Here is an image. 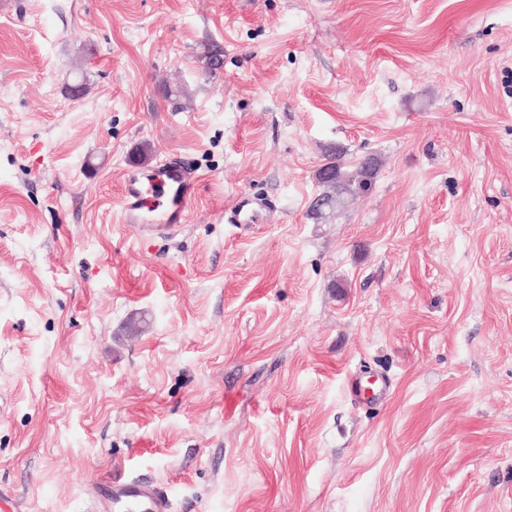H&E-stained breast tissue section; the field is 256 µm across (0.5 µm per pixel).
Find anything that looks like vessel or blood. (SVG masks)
I'll return each mask as SVG.
<instances>
[{
  "label": "vessel or blood",
  "mask_w": 512,
  "mask_h": 512,
  "mask_svg": "<svg viewBox=\"0 0 512 512\" xmlns=\"http://www.w3.org/2000/svg\"><path fill=\"white\" fill-rule=\"evenodd\" d=\"M195 176L171 161L126 181L119 199L120 228L129 237L169 235L182 228L193 197ZM119 512H168L167 498L139 481H112L105 487Z\"/></svg>",
  "instance_id": "obj_1"
}]
</instances>
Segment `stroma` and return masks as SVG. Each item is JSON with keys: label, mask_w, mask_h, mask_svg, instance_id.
Here are the masks:
<instances>
[{"label": "stroma", "mask_w": 512, "mask_h": 512, "mask_svg": "<svg viewBox=\"0 0 512 512\" xmlns=\"http://www.w3.org/2000/svg\"><path fill=\"white\" fill-rule=\"evenodd\" d=\"M333 148L374 176L317 220ZM164 159L184 228L124 236ZM103 476L512 512V0H0V512ZM141 178L126 181L119 199L120 228L129 237L170 235L184 226L193 197L195 176L171 161L153 167ZM152 193L154 204H146Z\"/></svg>", "instance_id": "obj_1"}]
</instances>
